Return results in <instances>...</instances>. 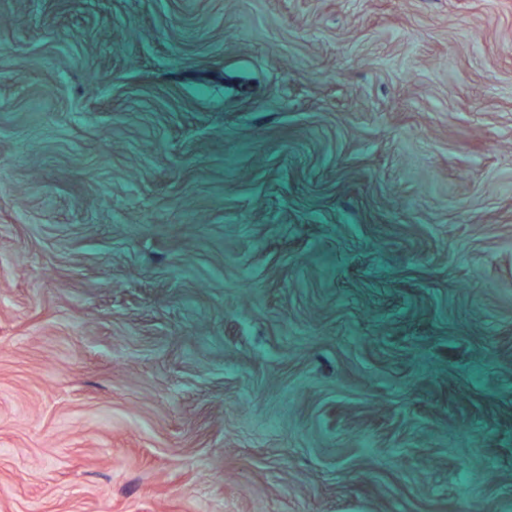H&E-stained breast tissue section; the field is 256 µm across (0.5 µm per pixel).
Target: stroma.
I'll use <instances>...</instances> for the list:
<instances>
[{
  "label": "stroma",
  "instance_id": "35a3bbf8",
  "mask_svg": "<svg viewBox=\"0 0 512 512\" xmlns=\"http://www.w3.org/2000/svg\"><path fill=\"white\" fill-rule=\"evenodd\" d=\"M0 512H512V0H0Z\"/></svg>",
  "mask_w": 512,
  "mask_h": 512
}]
</instances>
